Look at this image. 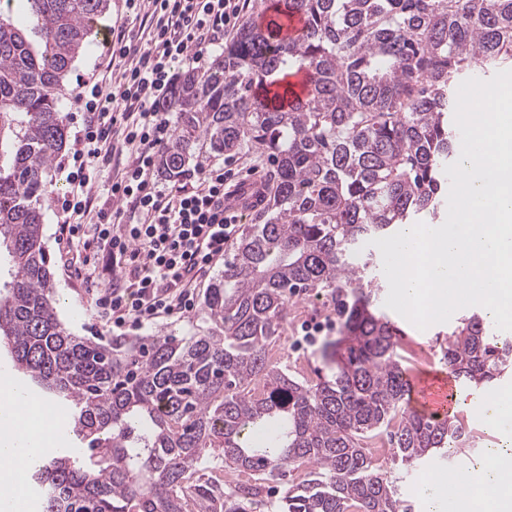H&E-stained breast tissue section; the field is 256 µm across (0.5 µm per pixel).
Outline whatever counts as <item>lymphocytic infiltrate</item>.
I'll return each mask as SVG.
<instances>
[{"label": "lymphocytic infiltrate", "instance_id": "1", "mask_svg": "<svg viewBox=\"0 0 512 512\" xmlns=\"http://www.w3.org/2000/svg\"><path fill=\"white\" fill-rule=\"evenodd\" d=\"M125 0L121 25L110 27L112 51L105 65L79 77L74 106L82 114L75 132L68 190L58 196V239L82 243L78 261L93 277L99 254L112 260V284L98 289L95 317L104 330H138L198 302L195 284L220 261L236 235L238 216L224 198L234 171L203 166L188 181L165 187L159 157L176 128L170 118L174 68L185 62L202 71L210 47L239 25L242 0ZM126 157L113 178L112 211L94 210V185L103 148ZM96 213V224L82 222Z\"/></svg>", "mask_w": 512, "mask_h": 512}]
</instances>
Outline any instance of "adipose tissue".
Returning <instances> with one entry per match:
<instances>
[{
	"label": "adipose tissue",
	"mask_w": 512,
	"mask_h": 512,
	"mask_svg": "<svg viewBox=\"0 0 512 512\" xmlns=\"http://www.w3.org/2000/svg\"><path fill=\"white\" fill-rule=\"evenodd\" d=\"M20 379L0 376V512H26L32 449L54 443L56 420L46 401L23 397ZM430 512L451 498L452 512H512V446L494 449L474 470L423 486Z\"/></svg>",
	"instance_id": "obj_1"
}]
</instances>
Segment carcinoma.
I'll return each mask as SVG.
<instances>
[{
	"label": "carcinoma",
	"mask_w": 512,
	"mask_h": 512,
	"mask_svg": "<svg viewBox=\"0 0 512 512\" xmlns=\"http://www.w3.org/2000/svg\"><path fill=\"white\" fill-rule=\"evenodd\" d=\"M254 2L219 61L180 81L159 165L179 179L206 153L259 152L272 191L207 289L205 333L112 345L59 320L42 240L63 80L109 0L0 6V339L27 386L71 407L81 444L32 474L42 512H413L368 443L386 435L405 469L462 446V424L408 409L399 330L370 310L372 258L353 252L439 219L461 146L454 89L512 66V0H278L305 20L288 40ZM298 70L313 74L304 97L260 93ZM309 290L334 297L351 337L345 365L315 383L271 360L288 299ZM443 359L459 381L491 386L512 367V339L472 313ZM210 456L248 475L222 499L198 475ZM293 471L278 502L262 498L263 481Z\"/></svg>",
	"instance_id": "obj_1"
}]
</instances>
